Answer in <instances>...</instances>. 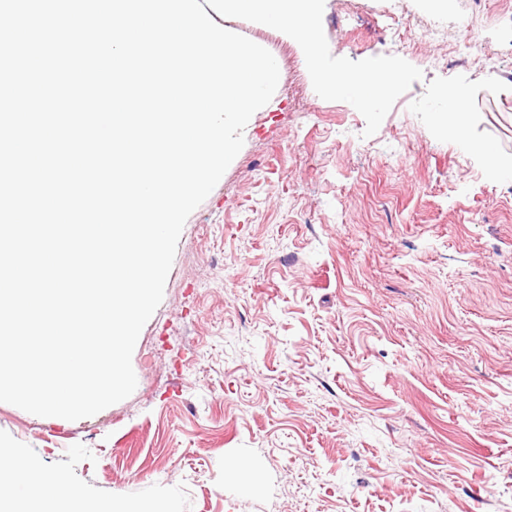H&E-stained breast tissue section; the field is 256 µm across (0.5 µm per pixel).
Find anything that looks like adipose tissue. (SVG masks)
<instances>
[{
  "instance_id": "ef3b65f1",
  "label": "adipose tissue",
  "mask_w": 512,
  "mask_h": 512,
  "mask_svg": "<svg viewBox=\"0 0 512 512\" xmlns=\"http://www.w3.org/2000/svg\"><path fill=\"white\" fill-rule=\"evenodd\" d=\"M13 467L10 451L0 450V512H68L81 498L79 489L59 473H42L37 477L38 491L26 500L12 492L7 471Z\"/></svg>"
}]
</instances>
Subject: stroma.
I'll use <instances>...</instances> for the list:
<instances>
[{"instance_id": "1", "label": "stroma", "mask_w": 512, "mask_h": 512, "mask_svg": "<svg viewBox=\"0 0 512 512\" xmlns=\"http://www.w3.org/2000/svg\"><path fill=\"white\" fill-rule=\"evenodd\" d=\"M508 9L325 0L333 56L422 72L370 137L295 40L225 19L282 44L272 102L183 227L135 391L76 421L0 403L17 497L51 471L122 512H512V173L487 174L512 156Z\"/></svg>"}]
</instances>
